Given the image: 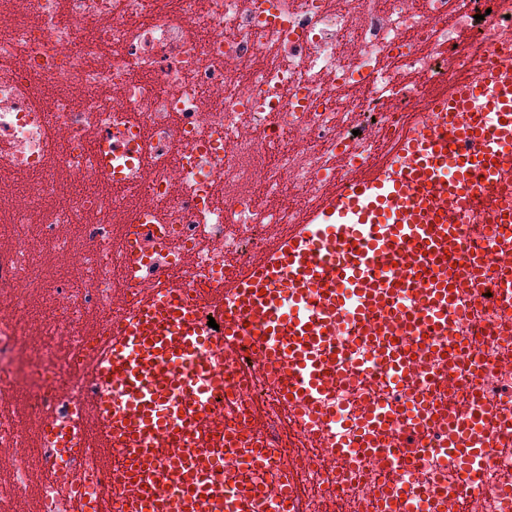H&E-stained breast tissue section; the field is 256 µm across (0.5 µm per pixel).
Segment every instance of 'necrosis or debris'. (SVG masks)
I'll return each instance as SVG.
<instances>
[{"label":"necrosis or debris","instance_id":"4bbe7bcc","mask_svg":"<svg viewBox=\"0 0 512 512\" xmlns=\"http://www.w3.org/2000/svg\"><path fill=\"white\" fill-rule=\"evenodd\" d=\"M461 26L468 42L455 35ZM504 43L512 7L497 0H0V234L13 242L0 253V404L29 385L28 419L52 413L75 428L66 403L89 389L59 373L56 350L83 336L86 307L106 322L128 284L142 293L172 274L193 288L257 258L266 225L297 223L341 177L340 150L378 156L421 98L405 71L445 82ZM504 173L498 211L474 208L461 245L483 251L488 274L502 277L512 275V250L491 246L489 230L512 225V167ZM244 179L249 192H227ZM117 223L137 227L131 245L114 243ZM63 224L77 239L59 235ZM40 249L66 253L80 276L62 284L34 337L26 322ZM461 301L467 313L452 332L464 362L453 373L422 350L405 381H393L382 341L354 349L337 326L336 374L358 378L327 395L328 428L306 436L280 424L256 352L211 351L224 388L210 412L216 426L254 427L269 451L253 475L267 497L286 473L302 491L299 512H385L388 485L405 487L424 512H512V446L485 448L474 484L438 459L444 411L466 408L470 384L490 415L512 414V312L484 288L462 290ZM27 343L45 358L24 355ZM399 399L427 406L413 449L422 467L392 462L397 430L358 461L340 454L335 429L358 434L362 402ZM26 445L20 420L0 411V446L13 451L0 512H17L28 491ZM79 468L91 484L83 498L53 470L40 512H93L92 456Z\"/></svg>","mask_w":512,"mask_h":512}]
</instances>
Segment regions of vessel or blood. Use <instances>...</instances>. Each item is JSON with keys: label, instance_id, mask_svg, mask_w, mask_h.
Segmentation results:
<instances>
[{"label": "vessel or blood", "instance_id": "1", "mask_svg": "<svg viewBox=\"0 0 512 512\" xmlns=\"http://www.w3.org/2000/svg\"><path fill=\"white\" fill-rule=\"evenodd\" d=\"M482 80L460 72L438 83L407 115L389 152L325 189L319 204L287 235L241 270L190 297L170 282L142 295L112 328L93 329L81 375L92 387L83 403L84 435L104 475L120 472L116 491L97 495L95 512H198L212 494L211 462L187 461L193 448L234 445L237 432L213 428L203 408L215 384L206 348L249 344L263 359L282 404L316 427L332 380L323 348L342 320L356 344L394 337L398 368L408 342L447 331L458 317L457 291L481 288L483 260L462 255L464 214L494 209L501 166L512 158V52L480 62ZM418 304H404L407 288ZM216 316L205 326V313ZM382 429L413 435L418 413L375 408ZM511 433L512 419L475 409L456 424L441 454L464 480L490 433ZM174 463L186 493L172 499L155 462ZM262 488L244 482L223 512H255Z\"/></svg>", "mask_w": 512, "mask_h": 512}]
</instances>
